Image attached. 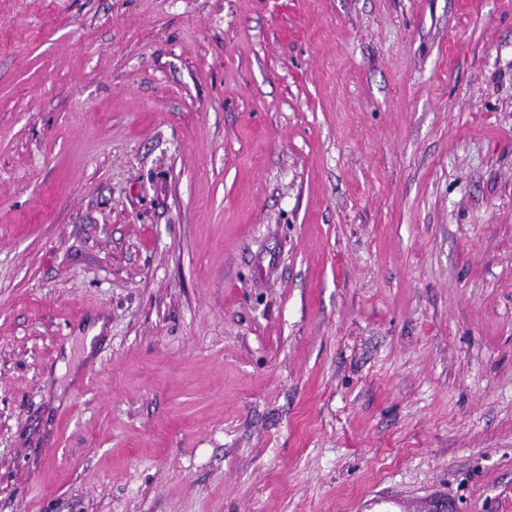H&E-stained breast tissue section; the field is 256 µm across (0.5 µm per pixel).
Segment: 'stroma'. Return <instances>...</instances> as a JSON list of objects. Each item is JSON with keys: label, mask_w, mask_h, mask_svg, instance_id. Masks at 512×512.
<instances>
[{"label": "stroma", "mask_w": 512, "mask_h": 512, "mask_svg": "<svg viewBox=\"0 0 512 512\" xmlns=\"http://www.w3.org/2000/svg\"><path fill=\"white\" fill-rule=\"evenodd\" d=\"M512 512V0H0V512Z\"/></svg>", "instance_id": "1"}]
</instances>
